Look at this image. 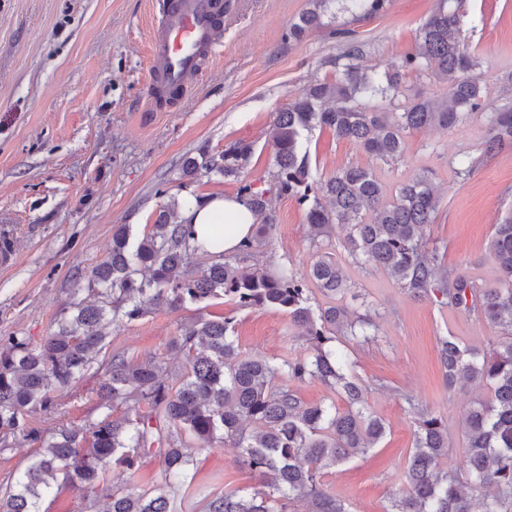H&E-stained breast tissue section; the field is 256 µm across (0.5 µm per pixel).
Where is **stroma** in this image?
Instances as JSON below:
<instances>
[{
  "instance_id": "stroma-1",
  "label": "stroma",
  "mask_w": 512,
  "mask_h": 512,
  "mask_svg": "<svg viewBox=\"0 0 512 512\" xmlns=\"http://www.w3.org/2000/svg\"><path fill=\"white\" fill-rule=\"evenodd\" d=\"M437 5L390 0L371 17L329 13L291 42L284 34L309 0H230L221 42L178 99L155 112L148 106L147 56L157 0H0V237L11 240L14 252L13 264L0 267V342L26 336L40 343L75 304L94 302L86 275L110 252L115 225L141 237L164 207L236 194L243 180L265 192L271 217L262 247L244 266L259 272L285 265L308 277L315 249L306 210L273 189L272 116L302 89L335 80L333 61L347 42L360 44L364 68L380 75L394 70L414 52L418 30ZM463 10L461 38L479 61L483 110L448 129L407 131L403 155L388 163L325 127L306 132L303 143L322 178L349 165L369 167L389 200L401 183L428 174L438 196L427 229L431 245L446 267L488 286L499 277L489 255L494 226L512 215V142L483 153L490 112L512 102V0H465ZM335 28L347 30V38L332 37ZM419 97L447 99L448 84L430 68L405 75L397 104ZM234 142L252 147L240 179L205 171L185 177L186 157L216 156ZM345 235L337 229L330 249L351 288L344 304L370 314L377 327L375 338L351 346L350 356L371 386L370 409L386 434L373 450L326 470L323 482L350 512H385L402 486L412 446L410 403L447 422L450 461L457 465L465 452L463 416L472 400L490 394L484 386L448 390L439 338L484 348L498 330L477 313L413 296L384 270L352 263ZM229 313L244 354L309 355L286 312L240 310L223 297L203 309L157 305L104 333L110 349L142 359L165 353L167 341L197 315ZM123 414V407L106 408L87 378L58 408L34 411L30 421L45 435ZM237 455L221 445L197 450L192 481L176 489L173 512H202L212 494L262 487V477L242 468Z\"/></svg>"
}]
</instances>
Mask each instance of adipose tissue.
<instances>
[{
    "label": "adipose tissue",
    "mask_w": 512,
    "mask_h": 512,
    "mask_svg": "<svg viewBox=\"0 0 512 512\" xmlns=\"http://www.w3.org/2000/svg\"><path fill=\"white\" fill-rule=\"evenodd\" d=\"M179 220L193 225L195 246L208 250L212 247L216 225H225L224 252L235 253L239 245L250 238L256 218L248 206L234 196H215L205 200H189L180 211Z\"/></svg>",
    "instance_id": "obj_1"
}]
</instances>
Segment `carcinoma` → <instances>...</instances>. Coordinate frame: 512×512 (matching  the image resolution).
Masks as SVG:
<instances>
[{"label":"carcinoma","mask_w":512,"mask_h":512,"mask_svg":"<svg viewBox=\"0 0 512 512\" xmlns=\"http://www.w3.org/2000/svg\"><path fill=\"white\" fill-rule=\"evenodd\" d=\"M388 2L312 0L314 9L304 12L286 37L297 40L321 25L332 4L371 16ZM454 2L439 0L419 29L415 52L404 57L396 72L383 79L369 74L359 64L360 46L351 42L334 81L311 85L273 117L275 192L307 206L316 247L310 278L322 293L336 297L347 291L341 265L322 252L324 241L342 226L348 229L344 248L353 263L382 268L403 290L441 297L448 307L476 311L498 328V341L484 350L453 336L439 340L448 387L484 385L491 396L464 415L466 460L460 469L448 465V424L407 399L415 414L414 442L405 485L386 512H512V217L495 225L490 244L499 278L478 287L444 266L428 247L426 231L438 203L428 175L400 184L395 198L387 201L368 168L347 166L326 180L318 178L302 151V137L315 126L328 127L373 157L392 161L404 152L405 131L448 128L479 108L485 91L475 73L476 57L459 39L465 14ZM430 66L448 83L447 100L418 98L399 112L369 105L374 98H395L404 74ZM488 123L487 155L512 138V105L490 113ZM250 154V146L233 143L216 158L186 159L184 174L193 178L205 170L235 177ZM237 196L262 219L240 246L247 256L262 245L271 223L268 199L246 181L240 182ZM324 199L331 209L323 206ZM194 236L193 225L172 221L168 209L138 239L131 237L130 225H116L111 254L88 273L101 301L76 307L39 344L10 336L0 345V444L10 439L39 444L37 455L0 497V512H41L42 500L66 487L86 501H106V512H172L170 489L187 481L194 464L189 437L238 448L239 464L269 477L262 490L214 495L205 512H289L299 501L308 503L311 512H348L322 478L324 469L366 453L386 434L384 422L370 411L356 362L342 350L369 339L370 317L343 306L313 308L303 280L283 266L254 273L224 261L221 251L203 269L190 271L188 256L198 252ZM221 296L240 309L284 310L310 344L311 355L279 362L248 357L235 342V316H200L181 326L168 344L173 358H185L182 366L164 357L135 360L122 353L99 364L97 392L112 406L123 407V417L106 415L47 439L31 427V412L56 409L58 396L91 374L109 345L100 332L104 325L138 321L152 305L177 309ZM285 378L317 379L335 398L307 404L283 383ZM152 456L161 461L160 480L139 491L138 463ZM114 465L129 471L130 487L109 483L107 473Z\"/></svg>","instance_id":"obj_1"}]
</instances>
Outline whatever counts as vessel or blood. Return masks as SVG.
<instances>
[{
	"instance_id": "1",
	"label": "vessel or blood",
	"mask_w": 512,
	"mask_h": 512,
	"mask_svg": "<svg viewBox=\"0 0 512 512\" xmlns=\"http://www.w3.org/2000/svg\"><path fill=\"white\" fill-rule=\"evenodd\" d=\"M222 0H162L161 17L150 35L148 97L160 106L168 91L185 89L222 31Z\"/></svg>"
}]
</instances>
